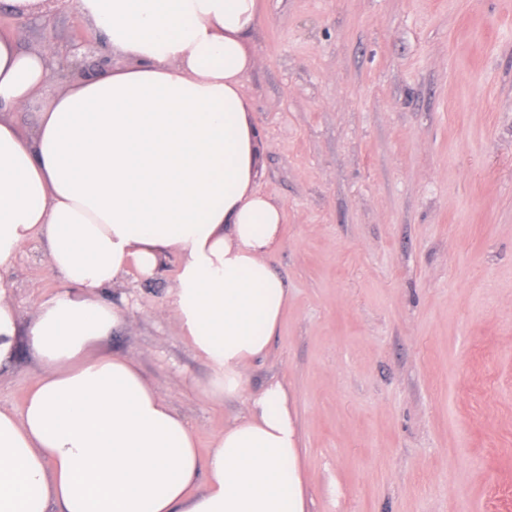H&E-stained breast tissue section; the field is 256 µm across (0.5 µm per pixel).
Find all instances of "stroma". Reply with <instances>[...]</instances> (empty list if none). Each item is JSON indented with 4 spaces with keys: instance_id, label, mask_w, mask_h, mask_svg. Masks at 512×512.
Listing matches in <instances>:
<instances>
[{
    "instance_id": "obj_1",
    "label": "stroma",
    "mask_w": 512,
    "mask_h": 512,
    "mask_svg": "<svg viewBox=\"0 0 512 512\" xmlns=\"http://www.w3.org/2000/svg\"><path fill=\"white\" fill-rule=\"evenodd\" d=\"M245 90L261 192L285 210L270 262L288 304L249 392L288 389L307 512H512V0H258ZM74 11L13 21L20 46ZM174 265L107 297L98 349L133 358L200 451L244 415L167 314ZM22 320L61 282L25 245L5 275ZM42 366L0 372L20 409Z\"/></svg>"
}]
</instances>
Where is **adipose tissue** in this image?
Returning a JSON list of instances; mask_svg holds the SVG:
<instances>
[{"label": "adipose tissue", "mask_w": 512, "mask_h": 512, "mask_svg": "<svg viewBox=\"0 0 512 512\" xmlns=\"http://www.w3.org/2000/svg\"><path fill=\"white\" fill-rule=\"evenodd\" d=\"M74 6L130 63L50 98L64 59L0 27V272L38 242L61 282L27 322L0 282V369L21 345L43 367L20 410L0 408V512H306L288 391L247 392L288 304L244 83L258 0ZM31 105L34 129L7 120ZM171 257L168 313L211 369L200 396L247 401L205 454L133 359L92 351L123 321L103 291Z\"/></svg>", "instance_id": "adipose-tissue-1"}]
</instances>
